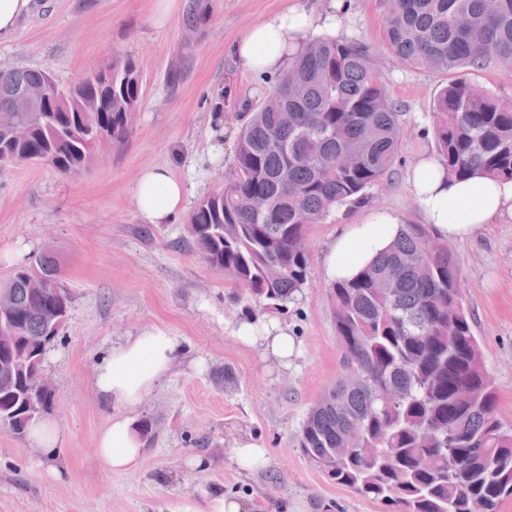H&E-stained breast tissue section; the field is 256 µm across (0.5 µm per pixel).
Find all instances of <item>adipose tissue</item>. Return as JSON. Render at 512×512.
<instances>
[{
	"mask_svg": "<svg viewBox=\"0 0 512 512\" xmlns=\"http://www.w3.org/2000/svg\"><path fill=\"white\" fill-rule=\"evenodd\" d=\"M343 0H330L319 11L292 0L291 4L249 27L234 43L237 66L258 75L283 70L314 39L339 36ZM409 192L425 224L443 240L475 236L485 225L512 218V181L476 174L466 180L447 177L436 154L420 156L408 176ZM186 187L166 166L143 169L132 199L146 224H167L181 211ZM403 220L390 209L371 212L361 223L346 225L324 256L330 279L355 278L399 236ZM247 344H261L279 361L295 351L287 325L279 321L242 320L236 330ZM180 350L177 337L147 330L112 345L97 367L96 393L112 403V417L100 431L96 452L106 467L121 472L136 467L143 455L135 413L146 396L171 371Z\"/></svg>",
	"mask_w": 512,
	"mask_h": 512,
	"instance_id": "obj_1",
	"label": "adipose tissue"
}]
</instances>
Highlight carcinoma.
Instances as JSON below:
<instances>
[{
	"mask_svg": "<svg viewBox=\"0 0 512 512\" xmlns=\"http://www.w3.org/2000/svg\"><path fill=\"white\" fill-rule=\"evenodd\" d=\"M385 4V41L399 63L434 72L512 67V0ZM209 10L208 0H190L185 28L196 29ZM45 77L43 70L0 69L1 165L45 164L73 176L90 168L102 142L124 144L128 109L140 97L134 59L73 85L64 109L16 111L15 100ZM268 97L279 105L244 104L234 173L197 202L188 246L281 308L307 282L310 256L299 242L309 225L395 164L401 112L371 48L357 40L308 43ZM432 118L448 176L481 171L512 181L511 100L459 78L437 95ZM18 126L27 130L22 138ZM256 195L268 201L263 213L251 206ZM461 275L448 244L425 224H405L356 279L330 288L341 373L309 410L299 445L330 480L385 512H501L512 499V429L496 415ZM34 276L46 286L30 287ZM61 276L42 253L0 283V318L8 323V335H0V426L19 439L51 401L38 374L68 317Z\"/></svg>",
	"mask_w": 512,
	"mask_h": 512,
	"instance_id": "1",
	"label": "carcinoma"
}]
</instances>
